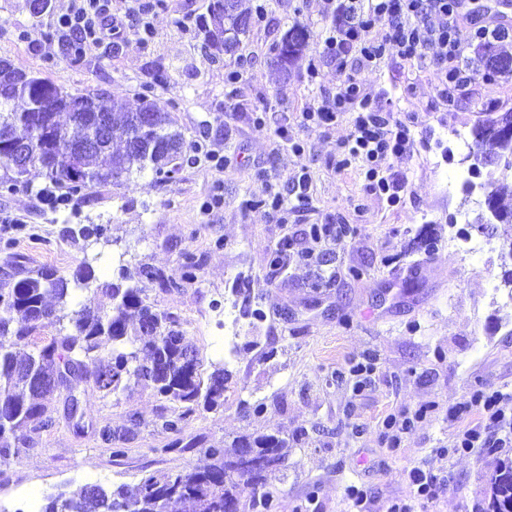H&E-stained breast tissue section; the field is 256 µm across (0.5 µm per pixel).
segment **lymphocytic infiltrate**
Masks as SVG:
<instances>
[{
    "label": "lymphocytic infiltrate",
    "instance_id": "f902f5d3",
    "mask_svg": "<svg viewBox=\"0 0 512 512\" xmlns=\"http://www.w3.org/2000/svg\"><path fill=\"white\" fill-rule=\"evenodd\" d=\"M459 0H330L333 24L324 39V56L338 69L352 74L318 107L307 108L303 119L310 126L335 122L351 115L348 137L336 149V168L359 167L370 189L392 205L401 201L392 162L409 157L415 137L411 126L395 117L356 79V72L381 67L391 56L405 61H428L438 95L454 100L470 81L473 64L465 51L469 44L490 36L478 19L462 22ZM152 37L153 27L142 0H69L40 46L52 57L78 47L87 53L125 30ZM508 396L498 390L474 392L461 411L478 409L475 425L464 428L453 448L469 452L512 447V416L506 415Z\"/></svg>",
    "mask_w": 512,
    "mask_h": 512
}]
</instances>
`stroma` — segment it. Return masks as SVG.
I'll return each mask as SVG.
<instances>
[{
  "label": "stroma",
  "instance_id": "1",
  "mask_svg": "<svg viewBox=\"0 0 512 512\" xmlns=\"http://www.w3.org/2000/svg\"><path fill=\"white\" fill-rule=\"evenodd\" d=\"M207 4L158 0L150 42L128 32L75 62L46 58L39 46L68 0H52L40 16L26 0H0V57L72 93L121 97L131 109L141 97L155 99L186 140L202 145L198 164L169 181L143 175L98 187L63 214L41 199L46 176L31 168L29 189L0 196V264L11 256L23 270L50 266L69 279L86 263L103 281L147 264L179 279L168 291L150 287V300L180 319L204 365L224 363L232 375L223 407L195 413L182 437L206 445L243 434L286 439L284 464L269 481L273 512H350L344 496L350 484L369 491L373 512H386L391 498L412 496L400 475L415 466L453 477L416 512H486L490 477L499 462L512 460V450L452 452L463 423L448 410L479 388L512 391V290L500 285L501 248L512 243V223L494 225L491 248L475 257L449 247L456 231L474 233L450 217L476 205L448 189L462 168L460 155L448 152V132L471 127L486 105L512 110V75L492 81L473 75L450 103L438 96L426 64L393 57L360 72L380 105L414 117V152L392 163L403 200L392 207L356 169H336L350 116L314 130L303 123V111L321 105L345 78L327 62L317 78L307 72L332 24L323 0H270L267 18L217 60L194 36ZM295 21L310 37L284 71L274 48ZM236 69L243 76L232 88L225 77ZM262 111L268 126L259 129L254 118ZM294 141L304 156L290 151ZM304 169L311 187L303 209L282 220L246 207L267 185L285 189ZM335 222L356 225V235L310 239L311 225ZM82 225L101 227V238H72L70 229ZM285 239L295 251L271 269L270 254ZM306 250L311 259H300ZM187 254L200 263L190 281L181 278ZM243 281L263 319L242 315L235 290ZM367 356L376 371L353 376L351 364ZM259 402L263 410L253 411ZM423 406L426 417L390 451L381 439L386 416ZM163 407L141 385L116 398L91 390L82 399L79 432L56 409L54 425L20 463H0V512H20L23 493L40 503L60 489L206 466L204 447L164 452L171 437L156 427ZM132 414L139 428L126 453L113 455L99 431L124 426Z\"/></svg>",
  "mask_w": 512,
  "mask_h": 512
}]
</instances>
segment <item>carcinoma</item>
I'll return each mask as SVG.
<instances>
[{"label":"carcinoma","instance_id":"carcinoma-1","mask_svg":"<svg viewBox=\"0 0 512 512\" xmlns=\"http://www.w3.org/2000/svg\"><path fill=\"white\" fill-rule=\"evenodd\" d=\"M253 17L245 0H209L207 14L199 17L195 34L211 56L232 51L240 37L249 33ZM309 38L307 28L296 22L276 45V60L283 69L295 62ZM474 72L512 75V55L502 51L501 40L493 36L481 43ZM68 114L72 129L67 135L72 145L81 147L94 127L107 123L109 136L91 152L82 154L58 150L44 140L49 129L64 128L59 114ZM146 114L147 127L139 125ZM485 118L469 130L467 157L472 164L494 156L498 166L480 188L493 202V214L478 211L473 223H512V208L504 200L512 198V135L497 131L496 109L487 108ZM34 141L33 166L45 171L50 184L62 190L44 193L50 208L61 211L73 200H85L96 186L114 184L122 176L149 173L157 182L170 179L167 165L183 157V164H197V147L185 143L170 114L157 101L144 97L133 112L125 111L122 100L110 94L71 93L37 73L15 69L0 58V194H10L28 186L29 169H17L10 161V146L20 136ZM138 138L137 147L131 139ZM0 281V462H18L24 448L35 444L34 435L54 423V402L63 400L68 419L80 430L81 395L90 385L103 396H117L131 384L151 388L168 403L156 426L164 433L181 432L187 417L197 409L213 410L224 404L230 374L219 365L207 373L199 356L187 358V336L173 314L149 301L145 284L162 291L178 285L163 271L143 264L132 285L104 282L100 291L112 300L103 311L94 301L79 310L69 309L76 288L97 280L92 266H79L73 279L42 267L31 275L4 271ZM59 326L56 334L40 337L44 324ZM69 327H64V324ZM138 418L130 416L122 430L105 427L102 441L115 445L113 453H125L119 444L134 434ZM284 441L273 435L242 436L235 452L224 454L221 445H210L212 463L203 468H185L163 475L149 474L136 483L99 487L95 495L81 489L66 492L63 504L46 497L40 512H166L172 505L189 502L193 512H226L239 505V496L251 495V508L269 512L272 493L266 490L267 476L283 462ZM251 449L265 457L257 471L241 460ZM491 482L488 512L512 499V462L501 465Z\"/></svg>","mask_w":512,"mask_h":512}]
</instances>
